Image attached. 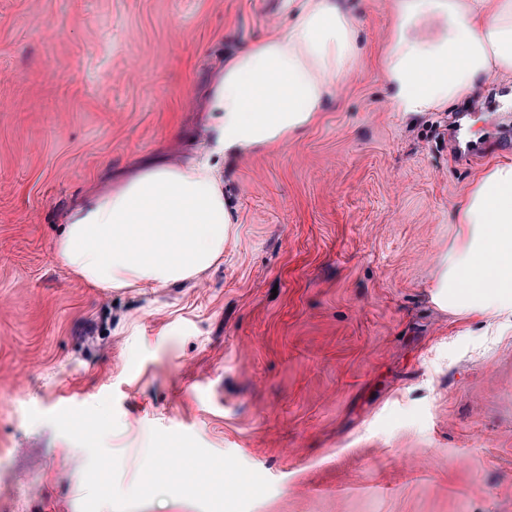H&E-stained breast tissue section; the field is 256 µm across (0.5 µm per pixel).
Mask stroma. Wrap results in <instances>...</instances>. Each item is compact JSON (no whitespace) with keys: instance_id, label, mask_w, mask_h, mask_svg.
<instances>
[{"instance_id":"stroma-1","label":"stroma","mask_w":512,"mask_h":512,"mask_svg":"<svg viewBox=\"0 0 512 512\" xmlns=\"http://www.w3.org/2000/svg\"><path fill=\"white\" fill-rule=\"evenodd\" d=\"M343 5L362 55L319 122L221 162L223 263L105 290L56 255L70 211L199 157L216 74L292 0H0V512H81L47 417L109 396L125 492L158 428L267 478L248 512H512V317L429 300L454 204L512 161V82L391 111L393 2Z\"/></svg>"}]
</instances>
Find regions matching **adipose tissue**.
I'll return each mask as SVG.
<instances>
[{"mask_svg": "<svg viewBox=\"0 0 512 512\" xmlns=\"http://www.w3.org/2000/svg\"><path fill=\"white\" fill-rule=\"evenodd\" d=\"M383 62L393 111L444 110L486 81L512 79V0H394ZM359 24L339 0H299L287 26L226 61L208 110L212 153L288 142L320 119L360 57ZM233 218L217 166L139 172L70 213L61 262L95 288L198 280L224 257ZM457 243L432 299L441 308L512 314V162L478 178L454 208Z\"/></svg>", "mask_w": 512, "mask_h": 512, "instance_id": "ef3b65f1", "label": "adipose tissue"}]
</instances>
